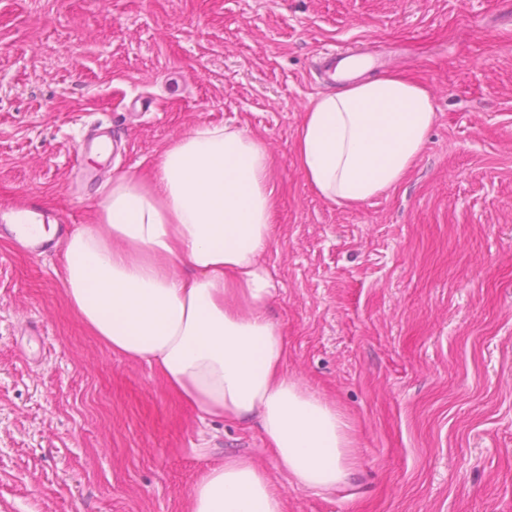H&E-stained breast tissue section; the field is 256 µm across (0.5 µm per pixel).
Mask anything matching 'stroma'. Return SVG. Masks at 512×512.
<instances>
[{
    "instance_id": "obj_1",
    "label": "stroma",
    "mask_w": 512,
    "mask_h": 512,
    "mask_svg": "<svg viewBox=\"0 0 512 512\" xmlns=\"http://www.w3.org/2000/svg\"><path fill=\"white\" fill-rule=\"evenodd\" d=\"M333 44L369 50L366 77L419 80L436 112L402 181L355 207L295 158ZM94 120L112 161L76 154ZM199 123L276 160L272 314L289 372L350 426L351 484L299 488L258 427L200 419L91 336L62 249L0 233V512H187L229 453L286 512H512V0H0V205L93 223L104 184L150 176Z\"/></svg>"
}]
</instances>
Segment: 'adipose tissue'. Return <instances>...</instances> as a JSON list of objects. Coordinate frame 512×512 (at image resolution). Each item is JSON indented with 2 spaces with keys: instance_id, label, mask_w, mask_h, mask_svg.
Listing matches in <instances>:
<instances>
[{
  "instance_id": "obj_1",
  "label": "adipose tissue",
  "mask_w": 512,
  "mask_h": 512,
  "mask_svg": "<svg viewBox=\"0 0 512 512\" xmlns=\"http://www.w3.org/2000/svg\"><path fill=\"white\" fill-rule=\"evenodd\" d=\"M436 117L430 90L393 72L318 95L295 142L310 188L344 206L399 183ZM275 161L246 131L190 128L148 178L104 186L94 223L63 244L69 307L114 354L147 363L200 418L257 426L293 483L347 486L349 425L289 374L288 338L270 314L280 283ZM188 512H285L280 488L251 460L207 469Z\"/></svg>"
}]
</instances>
